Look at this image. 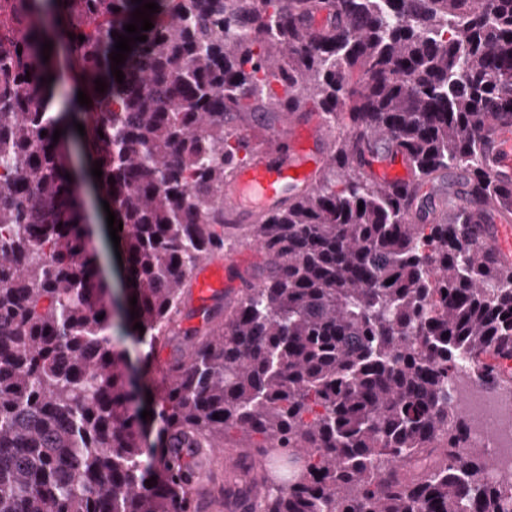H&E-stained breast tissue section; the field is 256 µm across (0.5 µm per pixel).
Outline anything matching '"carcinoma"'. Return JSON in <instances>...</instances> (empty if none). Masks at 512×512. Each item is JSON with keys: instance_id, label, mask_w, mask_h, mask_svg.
<instances>
[{"instance_id": "1", "label": "carcinoma", "mask_w": 512, "mask_h": 512, "mask_svg": "<svg viewBox=\"0 0 512 512\" xmlns=\"http://www.w3.org/2000/svg\"><path fill=\"white\" fill-rule=\"evenodd\" d=\"M151 1L120 84L111 32L134 0H0V512H191L176 449L203 456L231 430L261 438L240 452L246 471L288 457L260 497L235 491L241 512H503L449 385L467 363L512 387V269L467 224L408 223L407 187L350 161L368 134L413 184L462 169L512 205L479 138L512 114V0ZM322 11L343 25L318 36L300 16ZM58 27L91 103L52 116ZM309 103L349 133L309 191L239 225L266 276L202 309L170 383L150 389L147 448L73 186L74 123H92L81 149L123 223L126 329L153 343L177 325L190 272L224 250V183L253 151L228 116Z\"/></svg>"}]
</instances>
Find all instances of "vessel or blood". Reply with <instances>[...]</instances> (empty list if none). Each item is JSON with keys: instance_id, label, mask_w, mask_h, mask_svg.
<instances>
[{"instance_id": "vessel-or-blood-1", "label": "vessel or blood", "mask_w": 512, "mask_h": 512, "mask_svg": "<svg viewBox=\"0 0 512 512\" xmlns=\"http://www.w3.org/2000/svg\"><path fill=\"white\" fill-rule=\"evenodd\" d=\"M329 136L325 117L308 110L295 121L275 129L269 145L238 167L224 186V219L231 224H249L278 208L289 187L309 189L328 160ZM482 167L487 179L512 189V117L496 116L481 134ZM365 168L380 181L394 184L410 181V172L395 155H379L371 139L351 163ZM474 225L478 240L489 246L500 265L512 267V210L488 200H475L469 187L436 179L416 185L411 194V223L451 224L457 218ZM238 265L234 257L213 258L191 273L194 297L205 303L230 290L227 273Z\"/></svg>"}]
</instances>
